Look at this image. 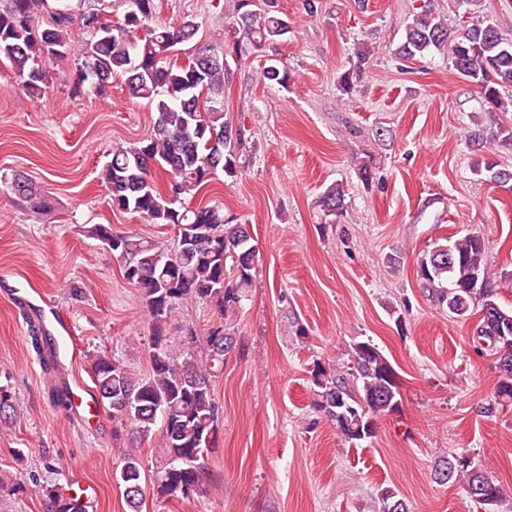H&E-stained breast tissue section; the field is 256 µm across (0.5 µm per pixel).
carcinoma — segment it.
Wrapping results in <instances>:
<instances>
[{"label":"carcinoma","instance_id":"carcinoma-1","mask_svg":"<svg viewBox=\"0 0 512 512\" xmlns=\"http://www.w3.org/2000/svg\"><path fill=\"white\" fill-rule=\"evenodd\" d=\"M52 24L43 27L37 16L48 0H3L0 3V59L9 62L26 94L35 97L49 84L54 64H75L73 92L77 96L104 97L112 78L125 77L129 94L155 110L147 137L112 149L100 179L111 206L136 214L151 224L177 229L170 247L162 248L141 237L119 232L110 224H94L90 233L119 262L124 278L140 292L149 317L150 371L137 374L104 354L89 356L94 384L112 419L143 438H158L160 466L152 482L153 495L164 502L190 500L203 491L209 479L208 461L217 439L221 407L214 393V378L234 346L224 322L211 326L205 336L189 333L177 345L167 336V325L183 302L214 305L220 315L238 301V291L251 285L256 251L245 224L224 222L220 204L187 203L221 171L234 178L239 173L244 136L224 121V85L230 80L227 57L260 50L290 33L288 20L269 9H254L256 0H236L231 40L194 55L187 66L169 60L172 49L194 37L192 20L177 24L156 20V0H128L122 18L112 20L99 10L72 18L70 0H56ZM90 36L78 46L69 24ZM404 40L396 49L403 62L436 50L448 53L456 73L478 89L488 112H512V38L503 36L496 22L461 28L448 25L445 16L423 10L405 20ZM374 51L367 45L356 50L357 64L337 76V87L351 93L362 68ZM263 79L288 85V69L272 59ZM471 141L493 148L512 144V129L503 124H481ZM168 176L165 187L157 172ZM512 193V170L486 162L476 172ZM10 190L33 206L48 209L31 180L15 173ZM344 187L332 184L318 198L327 217L338 218L347 209ZM231 259L233 268L225 270ZM421 287L438 307L459 319L480 313L477 337L486 343L495 365L512 366V310L498 303L491 282L484 238L469 233L445 238L419 259ZM353 365L326 368L316 364L311 383L313 406L336 425L341 437L358 445L375 433L376 419L399 410L401 394L397 373L372 341L352 346ZM15 412L11 392L0 386V424L9 426ZM436 482L461 485L464 492L482 486L476 502L484 512H502L504 489L480 469L467 453H451L433 473ZM127 487L142 485V464L134 454L124 456L114 474ZM52 512H84L78 498L68 503L61 491L45 489ZM383 512H409L406 501L391 489L382 491Z\"/></svg>","mask_w":512,"mask_h":512}]
</instances>
